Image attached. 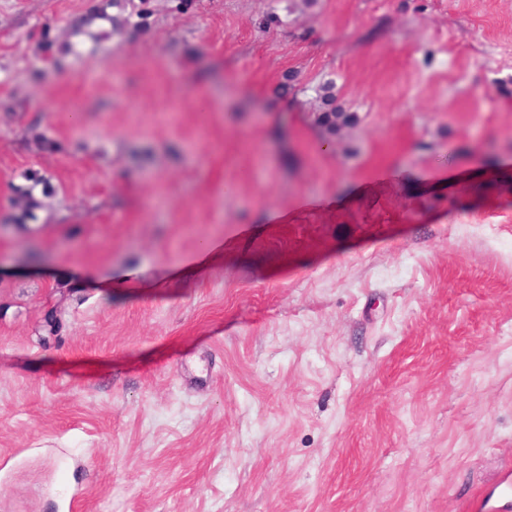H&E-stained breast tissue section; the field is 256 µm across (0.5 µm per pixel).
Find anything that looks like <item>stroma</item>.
Wrapping results in <instances>:
<instances>
[{
    "instance_id": "obj_1",
    "label": "stroma",
    "mask_w": 512,
    "mask_h": 512,
    "mask_svg": "<svg viewBox=\"0 0 512 512\" xmlns=\"http://www.w3.org/2000/svg\"><path fill=\"white\" fill-rule=\"evenodd\" d=\"M0 224V512L512 469V0H0Z\"/></svg>"
}]
</instances>
